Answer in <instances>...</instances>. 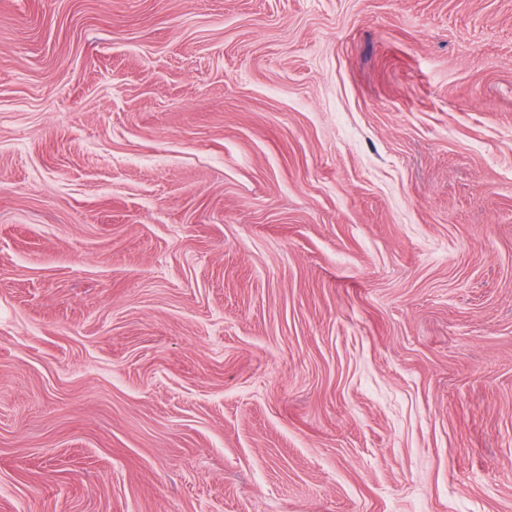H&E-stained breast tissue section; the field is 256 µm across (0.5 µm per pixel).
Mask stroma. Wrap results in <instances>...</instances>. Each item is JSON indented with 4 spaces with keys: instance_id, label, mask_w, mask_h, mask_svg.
I'll return each instance as SVG.
<instances>
[{
    "instance_id": "stroma-1",
    "label": "stroma",
    "mask_w": 512,
    "mask_h": 512,
    "mask_svg": "<svg viewBox=\"0 0 512 512\" xmlns=\"http://www.w3.org/2000/svg\"><path fill=\"white\" fill-rule=\"evenodd\" d=\"M0 512H512V0H0Z\"/></svg>"
}]
</instances>
